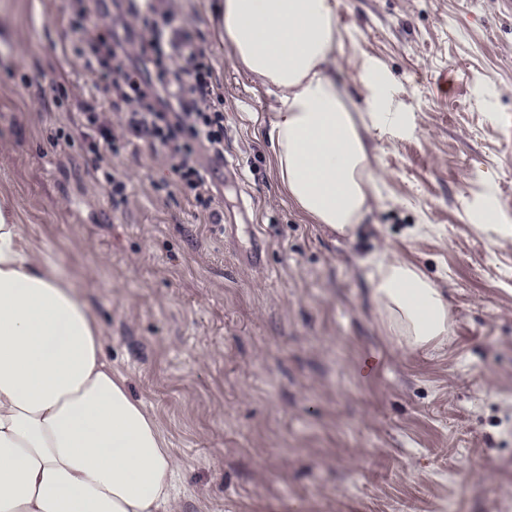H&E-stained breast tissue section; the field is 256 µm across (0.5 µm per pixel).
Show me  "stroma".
Here are the masks:
<instances>
[{"mask_svg": "<svg viewBox=\"0 0 512 512\" xmlns=\"http://www.w3.org/2000/svg\"><path fill=\"white\" fill-rule=\"evenodd\" d=\"M71 2L0 0V198L158 421L181 512H512V0H336L337 82L361 112L387 74L399 114L366 134L381 200L352 239L281 193L275 97L234 62L216 0L164 5L224 92L225 227L200 223L144 146L120 160L113 210L68 123L89 85ZM489 210L500 231L477 233ZM376 251L441 289L446 343L383 336Z\"/></svg>", "mask_w": 512, "mask_h": 512, "instance_id": "1", "label": "stroma"}]
</instances>
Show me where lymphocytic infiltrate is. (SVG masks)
Instances as JSON below:
<instances>
[{
	"label": "lymphocytic infiltrate",
	"instance_id": "obj_1",
	"mask_svg": "<svg viewBox=\"0 0 512 512\" xmlns=\"http://www.w3.org/2000/svg\"><path fill=\"white\" fill-rule=\"evenodd\" d=\"M72 9L75 52L90 80L89 99L72 123L113 208L129 190L113 160L144 144L161 151L204 223H223L208 166L224 161V95L210 57L161 0H127L112 22L94 19L88 0H73ZM108 108L119 111V129L107 121Z\"/></svg>",
	"mask_w": 512,
	"mask_h": 512
}]
</instances>
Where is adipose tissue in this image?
Masks as SVG:
<instances>
[{
	"label": "adipose tissue",
	"mask_w": 512,
	"mask_h": 512,
	"mask_svg": "<svg viewBox=\"0 0 512 512\" xmlns=\"http://www.w3.org/2000/svg\"><path fill=\"white\" fill-rule=\"evenodd\" d=\"M220 29L237 65L275 89L267 138L289 202L354 235L380 194L364 134L397 119L387 78L367 111L351 108L334 73V0H222ZM365 264L385 336L410 351L447 340L448 304L424 273L379 253ZM177 467L90 309L0 201V512H176Z\"/></svg>",
	"instance_id": "1"
}]
</instances>
